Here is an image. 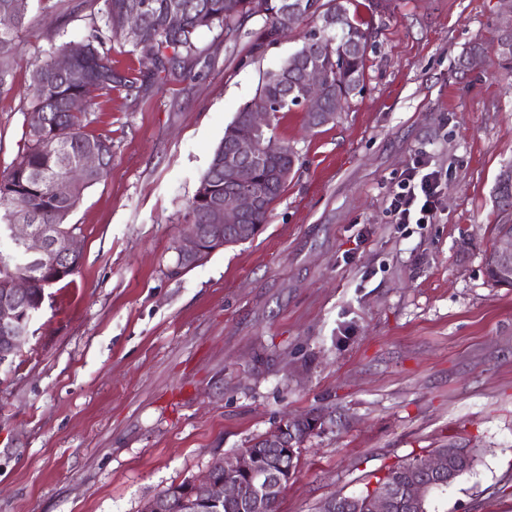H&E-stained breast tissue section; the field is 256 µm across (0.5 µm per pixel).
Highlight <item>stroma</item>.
Here are the masks:
<instances>
[{
    "label": "stroma",
    "instance_id": "obj_1",
    "mask_svg": "<svg viewBox=\"0 0 512 512\" xmlns=\"http://www.w3.org/2000/svg\"><path fill=\"white\" fill-rule=\"evenodd\" d=\"M31 0L0 173L18 159L33 64L101 25L103 0ZM373 28L363 88L335 122L302 108L275 135L295 169L253 240L174 273L185 208L225 127L307 24L253 52L256 16L199 33L190 78L113 90L83 118L112 165L69 216L81 260L49 289L0 370V512H143L168 487L286 418L330 412L276 512H318L389 466L449 445L475 468L433 512H512V288L486 259L512 210V0H355ZM483 49L481 65L464 56ZM441 175L435 220L396 224L391 196L416 158Z\"/></svg>",
    "mask_w": 512,
    "mask_h": 512
}]
</instances>
